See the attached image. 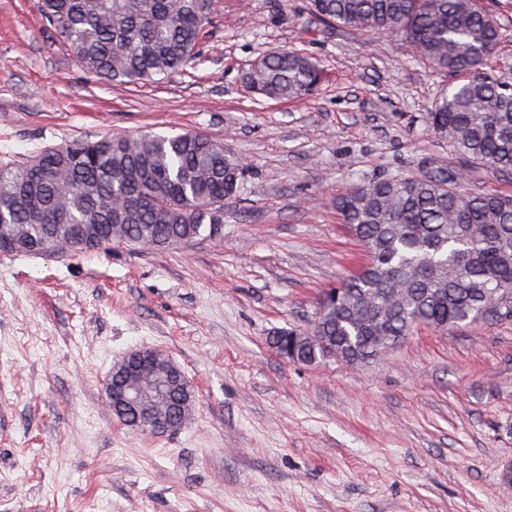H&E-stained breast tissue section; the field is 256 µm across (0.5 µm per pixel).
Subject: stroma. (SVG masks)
<instances>
[{"label": "stroma", "instance_id": "35a3bbf8", "mask_svg": "<svg viewBox=\"0 0 512 512\" xmlns=\"http://www.w3.org/2000/svg\"><path fill=\"white\" fill-rule=\"evenodd\" d=\"M512 83V0H482ZM298 49L327 80L261 100L244 76ZM445 76L400 37L326 27L307 0H217L199 59L112 84L33 0H0V158L75 138L195 132L246 170L219 237L163 249L0 253V512H512V321L415 329L358 368L278 356L367 261L334 201L357 181L459 164L426 114ZM155 347L192 389L181 430L113 418L104 383Z\"/></svg>", "mask_w": 512, "mask_h": 512}]
</instances>
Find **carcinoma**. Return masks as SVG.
<instances>
[{
  "instance_id": "carcinoma-1",
  "label": "carcinoma",
  "mask_w": 512,
  "mask_h": 512,
  "mask_svg": "<svg viewBox=\"0 0 512 512\" xmlns=\"http://www.w3.org/2000/svg\"><path fill=\"white\" fill-rule=\"evenodd\" d=\"M35 7L84 72L130 84L180 71L215 15V0H35ZM311 10L356 34L399 36L436 73L459 77L428 121L463 160L422 176L374 177L336 198L368 262L340 281L335 301L319 307L317 334L335 346L334 361L358 367L419 325L448 330L503 320L490 307L506 302L512 311V194L466 188L470 163L512 177V84L484 73L501 38L496 20L478 0H311ZM324 80L320 62L293 49L262 56L244 85L253 96L288 101L308 98ZM244 171L223 144L196 133L74 139L24 161H0V237L13 224L98 225L95 243L69 241L72 253L214 238ZM275 340L294 363L327 361L304 328L281 330ZM164 375L161 359L135 364L117 382L148 385ZM169 397L166 415L184 424V391L174 379Z\"/></svg>"
}]
</instances>
